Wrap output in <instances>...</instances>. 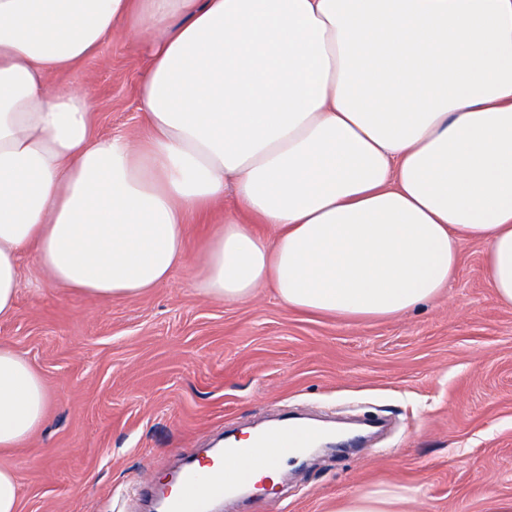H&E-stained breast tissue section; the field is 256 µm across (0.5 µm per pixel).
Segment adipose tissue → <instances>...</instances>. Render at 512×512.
<instances>
[{
	"instance_id": "1",
	"label": "adipose tissue",
	"mask_w": 512,
	"mask_h": 512,
	"mask_svg": "<svg viewBox=\"0 0 512 512\" xmlns=\"http://www.w3.org/2000/svg\"><path fill=\"white\" fill-rule=\"evenodd\" d=\"M124 26L151 48L138 142L95 134L89 93L49 82ZM229 183L240 210L203 247L201 294L269 283L291 308L386 319L477 239L512 307V0H0V319L29 251L91 298L164 285ZM48 399L1 345L0 448Z\"/></svg>"
}]
</instances>
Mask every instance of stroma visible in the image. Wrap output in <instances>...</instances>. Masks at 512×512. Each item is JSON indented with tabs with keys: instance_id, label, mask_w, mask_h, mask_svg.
<instances>
[{
	"instance_id": "obj_1",
	"label": "stroma",
	"mask_w": 512,
	"mask_h": 512,
	"mask_svg": "<svg viewBox=\"0 0 512 512\" xmlns=\"http://www.w3.org/2000/svg\"><path fill=\"white\" fill-rule=\"evenodd\" d=\"M142 39L119 31L69 71L59 90H89L95 130L146 133ZM224 200L191 217L187 261L161 287L120 300L52 283L25 255L9 345L42 377V425L0 449L23 512H134L131 485H154L186 448L225 424L258 426L279 411L344 421L390 418L365 447L286 463L276 490L219 512H339L357 494L412 487L402 512H498L512 502V308L485 274V245L466 241L447 288L389 319L345 320L285 306L272 285L248 300L200 294V253L234 210Z\"/></svg>"
}]
</instances>
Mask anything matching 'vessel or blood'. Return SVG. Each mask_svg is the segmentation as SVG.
<instances>
[{
	"label": "vessel or blood",
	"mask_w": 512,
	"mask_h": 512,
	"mask_svg": "<svg viewBox=\"0 0 512 512\" xmlns=\"http://www.w3.org/2000/svg\"><path fill=\"white\" fill-rule=\"evenodd\" d=\"M317 437L315 430L283 421L275 429L258 435L257 446L229 445L206 457L188 454L174 484L160 497L161 512H211L215 499L231 498L238 489L252 482L246 471L240 473L237 480L225 482V459H250L262 451L275 458H291L301 454Z\"/></svg>",
	"instance_id": "1"
}]
</instances>
